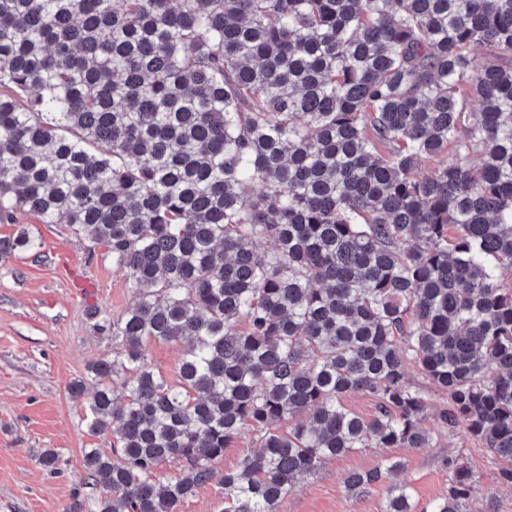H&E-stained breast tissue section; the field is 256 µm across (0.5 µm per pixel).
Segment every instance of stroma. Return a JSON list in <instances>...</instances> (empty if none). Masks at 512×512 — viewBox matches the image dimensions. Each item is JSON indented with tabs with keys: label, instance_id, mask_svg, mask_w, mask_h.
I'll return each instance as SVG.
<instances>
[{
	"label": "stroma",
	"instance_id": "stroma-1",
	"mask_svg": "<svg viewBox=\"0 0 512 512\" xmlns=\"http://www.w3.org/2000/svg\"><path fill=\"white\" fill-rule=\"evenodd\" d=\"M21 225L41 248L0 263V512H79L93 494L82 451L107 452L112 441L82 425L84 402L69 392L112 347L94 330L87 311L97 306L120 316L131 307L132 294L125 274L78 227L21 214L16 223H0V237L14 235ZM47 449L60 454L61 473L49 474L39 465ZM386 456L404 461L401 478L412 488L417 512H429L447 493L446 462L456 457L478 479L479 497L470 502V512H481L487 495L499 512H512V486L501 483L498 461L460 430L436 434L420 450L360 448L329 460L297 482L278 512H382L386 485L351 496L343 479Z\"/></svg>",
	"mask_w": 512,
	"mask_h": 512
}]
</instances>
